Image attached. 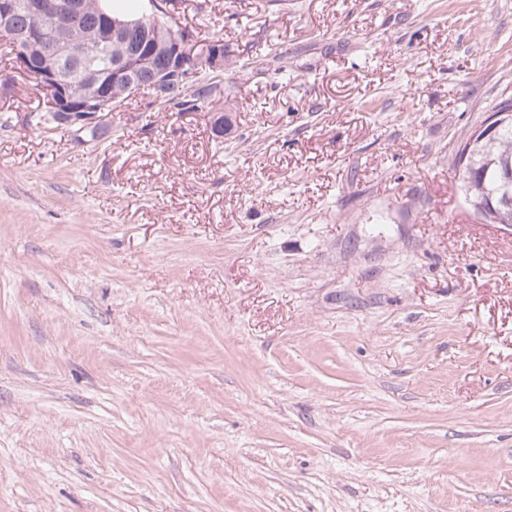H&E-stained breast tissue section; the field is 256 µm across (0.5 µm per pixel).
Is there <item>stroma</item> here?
Masks as SVG:
<instances>
[{
  "mask_svg": "<svg viewBox=\"0 0 512 512\" xmlns=\"http://www.w3.org/2000/svg\"><path fill=\"white\" fill-rule=\"evenodd\" d=\"M175 16L222 94L93 130L0 41V512H512V230L455 175L512 0ZM501 206H512L511 193L505 192L497 199L490 197L488 202L483 206L477 203H469L470 210L482 221L489 224H499L498 209Z\"/></svg>",
  "mask_w": 512,
  "mask_h": 512,
  "instance_id": "obj_1",
  "label": "stroma"
}]
</instances>
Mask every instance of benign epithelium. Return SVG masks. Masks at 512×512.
Instances as JSON below:
<instances>
[{"label":"benign epithelium","mask_w":512,"mask_h":512,"mask_svg":"<svg viewBox=\"0 0 512 512\" xmlns=\"http://www.w3.org/2000/svg\"><path fill=\"white\" fill-rule=\"evenodd\" d=\"M91 11V0H0V32L23 47L20 69L39 86L51 84L56 88L49 108L62 123L91 125L99 114L112 111V107L146 87L160 95L174 85L188 88L201 74L226 68L227 58L220 42L200 51L187 37L180 40L169 36L159 23L107 15L87 30L84 19ZM20 12L36 20L56 19L59 24L48 39L35 22L17 24L16 15ZM78 32L84 33L86 56L103 51L107 54V65L102 70L85 59L79 60L83 84L75 97L64 75L63 62ZM511 117L509 112L491 113L473 137L483 140L492 136ZM501 206H512V194L506 192L491 198L483 206L469 204L470 210L489 224L499 223Z\"/></svg>","instance_id":"benign-epithelium-1"}]
</instances>
